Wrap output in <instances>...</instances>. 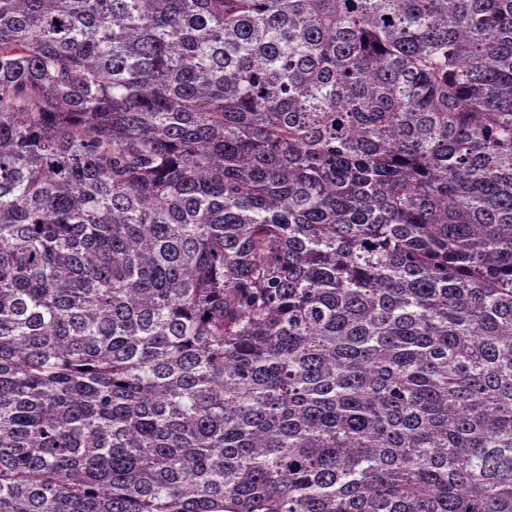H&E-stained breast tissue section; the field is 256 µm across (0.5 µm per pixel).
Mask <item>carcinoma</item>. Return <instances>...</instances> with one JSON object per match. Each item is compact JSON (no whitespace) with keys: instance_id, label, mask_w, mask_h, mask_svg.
<instances>
[{"instance_id":"cac0c4a2","label":"carcinoma","mask_w":512,"mask_h":512,"mask_svg":"<svg viewBox=\"0 0 512 512\" xmlns=\"http://www.w3.org/2000/svg\"><path fill=\"white\" fill-rule=\"evenodd\" d=\"M0 512H512V0H0Z\"/></svg>"}]
</instances>
